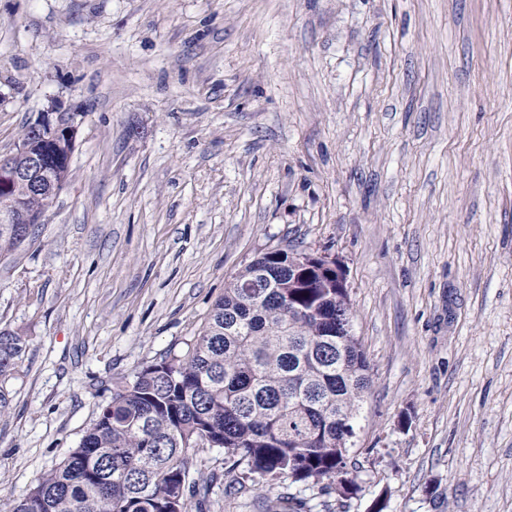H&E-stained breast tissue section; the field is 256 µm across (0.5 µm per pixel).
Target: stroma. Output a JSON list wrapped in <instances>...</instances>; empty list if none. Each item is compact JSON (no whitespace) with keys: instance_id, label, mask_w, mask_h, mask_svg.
I'll return each instance as SVG.
<instances>
[{"instance_id":"stroma-1","label":"stroma","mask_w":512,"mask_h":512,"mask_svg":"<svg viewBox=\"0 0 512 512\" xmlns=\"http://www.w3.org/2000/svg\"><path fill=\"white\" fill-rule=\"evenodd\" d=\"M51 107L80 125L0 262V328L27 338L0 495L296 245L340 260L372 369L358 492L218 483L209 512H512V0H0V154Z\"/></svg>"}]
</instances>
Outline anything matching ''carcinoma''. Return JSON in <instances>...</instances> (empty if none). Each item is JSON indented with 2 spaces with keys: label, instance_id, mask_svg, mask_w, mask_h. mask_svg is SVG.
Returning <instances> with one entry per match:
<instances>
[{
  "label": "carcinoma",
  "instance_id": "cac0c4a2",
  "mask_svg": "<svg viewBox=\"0 0 512 512\" xmlns=\"http://www.w3.org/2000/svg\"><path fill=\"white\" fill-rule=\"evenodd\" d=\"M56 198L23 184L0 190V260L38 236L35 221ZM301 251H267L240 270L186 350L171 352L113 383L110 400L79 445L0 512H203L210 484L193 448L207 435L224 450L227 473L267 486L336 482L345 498L349 447L336 413L355 419L372 382L355 336L336 335L346 296L288 266ZM25 336L0 329V378L12 375Z\"/></svg>",
  "mask_w": 512,
  "mask_h": 512
}]
</instances>
